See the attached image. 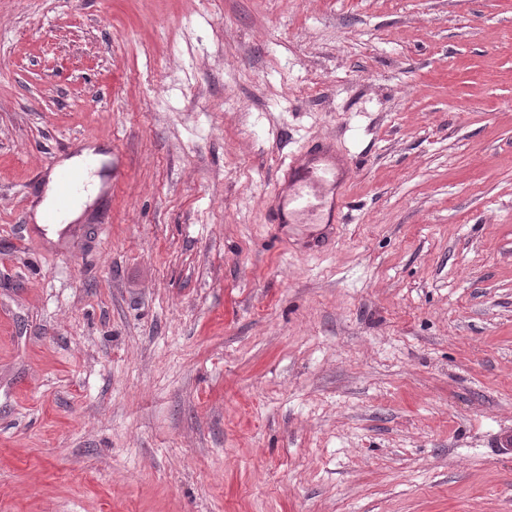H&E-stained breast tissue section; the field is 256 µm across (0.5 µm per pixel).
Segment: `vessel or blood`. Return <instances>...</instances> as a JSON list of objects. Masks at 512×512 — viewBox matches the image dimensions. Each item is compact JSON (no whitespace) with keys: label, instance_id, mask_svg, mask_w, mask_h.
I'll return each instance as SVG.
<instances>
[{"label":"vessel or blood","instance_id":"obj_1","mask_svg":"<svg viewBox=\"0 0 512 512\" xmlns=\"http://www.w3.org/2000/svg\"><path fill=\"white\" fill-rule=\"evenodd\" d=\"M340 170V161L325 148L295 158L272 197L271 223L286 224L295 215L314 218L324 209L335 208ZM56 180L60 206H67L80 196L83 182L75 172L57 170Z\"/></svg>","mask_w":512,"mask_h":512}]
</instances>
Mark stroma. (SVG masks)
<instances>
[{
    "mask_svg": "<svg viewBox=\"0 0 512 512\" xmlns=\"http://www.w3.org/2000/svg\"><path fill=\"white\" fill-rule=\"evenodd\" d=\"M505 434L512 0H0V512H512ZM93 151L94 148H84L78 155L65 160L60 165V167L65 169H72L84 174L86 190L82 194L81 192L84 190V183L75 172L65 169H58L56 171V179L54 173H51L48 187L45 192V197L35 210V221L39 228L43 229L47 237L52 239L57 238L59 236V232L64 229L65 225L79 219L83 213L84 208L88 204L92 203L97 197L102 185V179L100 175L94 172L99 170L101 162L109 159V157L104 154H96L95 157L97 159V167L94 170L92 169L96 166V159L89 157L86 160V168L92 171L87 173L84 169V160L88 155H92ZM56 180L59 186V207L55 212L49 214L48 222H54L57 215L72 200L78 198L80 195L81 196L76 200L72 208L66 213V215L60 220L59 223L47 224L44 221V214L50 207L53 206L55 202L57 195ZM341 165L344 163L325 148L295 158L272 197L271 224H288L295 214L307 215L313 220L327 207L333 212L334 222L336 183Z\"/></svg>",
    "mask_w": 512,
    "mask_h": 512,
    "instance_id": "stroma-1",
    "label": "stroma"
}]
</instances>
